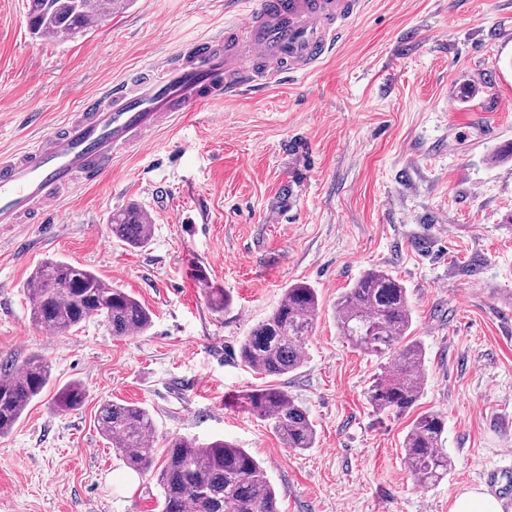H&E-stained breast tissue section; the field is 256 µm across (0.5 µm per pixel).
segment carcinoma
I'll return each mask as SVG.
<instances>
[{"label":"carcinoma","mask_w":512,"mask_h":512,"mask_svg":"<svg viewBox=\"0 0 512 512\" xmlns=\"http://www.w3.org/2000/svg\"><path fill=\"white\" fill-rule=\"evenodd\" d=\"M27 2L33 33L66 42L130 0ZM110 225L112 236L130 248L145 246L151 237V224L136 206L113 212ZM30 284L31 321L54 334L95 318L117 337L141 335L152 326L151 311L138 299L79 264L49 259L35 270ZM320 309L316 288L304 282L288 285L275 310L240 341L241 362L271 379L296 371L305 361V340ZM334 314L340 335L362 351L390 360V368H382L369 390L370 405L381 413H405L419 397L425 368L423 346L406 340L413 324L407 288L387 271L371 268L341 295ZM50 382L49 366L34 358L0 374V437L13 430ZM86 397L83 384L71 381L57 390L53 404L61 412L70 411ZM239 405L267 422L286 447H314L316 430L308 411L281 387L250 389L239 395ZM97 424L128 468L155 470L161 512H279L266 470L244 448L221 439L199 444L172 437L165 441L156 467V428L147 408L106 400L98 409ZM444 432V419L428 412L415 419L404 439L405 462L421 484L433 485L448 474L452 460L443 448Z\"/></svg>","instance_id":"1"}]
</instances>
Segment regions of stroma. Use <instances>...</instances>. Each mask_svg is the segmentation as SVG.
Wrapping results in <instances>:
<instances>
[{
	"label": "stroma",
	"instance_id": "35a3bbf8",
	"mask_svg": "<svg viewBox=\"0 0 512 512\" xmlns=\"http://www.w3.org/2000/svg\"><path fill=\"white\" fill-rule=\"evenodd\" d=\"M230 0H135L82 36L32 34L26 0H0V153L48 132L105 83L220 34ZM512 0H367L312 75L186 112L69 193L52 223L0 227V362H46L50 386L0 438V512H160L152 474L129 471L97 424L101 400L144 406L156 439L232 442L266 469L280 512H450L497 472L512 502ZM152 224L132 249L113 211ZM61 259L126 289L153 314L142 335L93 319L63 335L30 321L29 280ZM204 268L207 284L195 277ZM371 268L408 292L427 350L406 413L373 411L385 361L340 336L338 298ZM317 288L306 360L280 378L316 429L284 447L237 395L264 385L239 342L292 283ZM231 303L215 312L207 287ZM84 405L57 411L70 381ZM446 420L453 465L416 482L403 441Z\"/></svg>",
	"mask_w": 512,
	"mask_h": 512
}]
</instances>
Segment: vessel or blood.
<instances>
[{
  "mask_svg": "<svg viewBox=\"0 0 512 512\" xmlns=\"http://www.w3.org/2000/svg\"><path fill=\"white\" fill-rule=\"evenodd\" d=\"M365 0H236L224 34L192 43L102 93L51 131L0 155V224H43L65 196L96 184L117 156L177 112H196L311 73Z\"/></svg>",
  "mask_w": 512,
  "mask_h": 512,
  "instance_id": "b4317fda",
  "label": "vessel or blood"
}]
</instances>
